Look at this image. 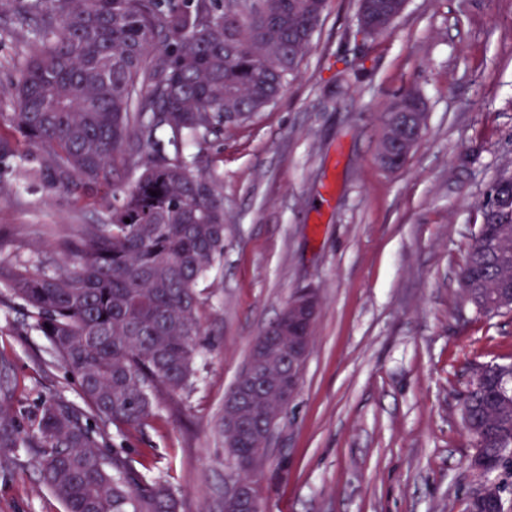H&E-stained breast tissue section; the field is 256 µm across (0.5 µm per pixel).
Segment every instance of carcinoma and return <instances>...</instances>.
I'll return each instance as SVG.
<instances>
[{
    "instance_id": "obj_1",
    "label": "carcinoma",
    "mask_w": 512,
    "mask_h": 512,
    "mask_svg": "<svg viewBox=\"0 0 512 512\" xmlns=\"http://www.w3.org/2000/svg\"><path fill=\"white\" fill-rule=\"evenodd\" d=\"M34 24L39 47L13 84L16 111L0 115V198L20 183L91 206L97 223L63 242L62 264L34 274L0 268V287L21 300L36 330L76 379L84 408L51 400L24 430L0 384V455L34 452L43 484L66 512H178L165 484L121 455L108 457L90 421L118 430L149 415L156 394L187 390L201 328L199 283L224 257V195L201 167V151L248 122L294 80L327 0H0V13ZM424 104L408 88L386 106ZM191 146L195 154L187 152ZM141 171L124 190L118 161ZM157 195H151V192ZM468 245L460 282L475 319L511 313L497 301L512 283V219L494 207ZM293 334L274 337L266 362L288 369ZM461 418L484 481L467 512L491 501L512 512V364L472 362ZM279 404L250 389L228 402L225 451L258 470L268 418Z\"/></svg>"
}]
</instances>
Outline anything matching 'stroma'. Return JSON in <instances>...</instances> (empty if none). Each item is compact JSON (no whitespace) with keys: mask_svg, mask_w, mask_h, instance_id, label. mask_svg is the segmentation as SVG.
<instances>
[{"mask_svg":"<svg viewBox=\"0 0 512 512\" xmlns=\"http://www.w3.org/2000/svg\"><path fill=\"white\" fill-rule=\"evenodd\" d=\"M357 0H329L295 79L213 142L224 260L200 283L191 388L158 395L106 449L169 486L179 512H222L224 399L250 345L290 296L321 302L299 392L255 475L263 512H464L482 480L457 396L466 363L512 357V313L473 320L459 267L480 203L512 164V0H409L380 38L357 34ZM35 43L0 17V113ZM417 88L427 129L398 171L378 160L386 102ZM93 209L39 191L0 201V265L38 270ZM10 413L29 430L54 396L80 404L20 301L0 296ZM0 512H65L32 455L0 459Z\"/></svg>","mask_w":512,"mask_h":512,"instance_id":"obj_1","label":"stroma"}]
</instances>
